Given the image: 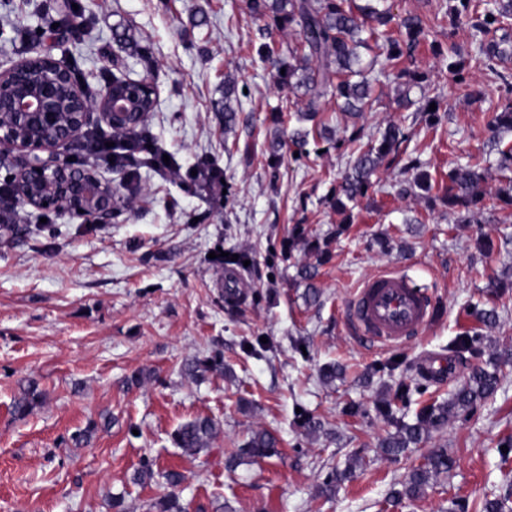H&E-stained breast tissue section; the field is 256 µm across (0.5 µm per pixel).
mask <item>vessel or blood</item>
<instances>
[{
    "label": "vessel or blood",
    "mask_w": 512,
    "mask_h": 512,
    "mask_svg": "<svg viewBox=\"0 0 512 512\" xmlns=\"http://www.w3.org/2000/svg\"><path fill=\"white\" fill-rule=\"evenodd\" d=\"M348 312L351 325L366 342L397 345L424 331L435 314V303L404 273L385 270L361 284Z\"/></svg>",
    "instance_id": "obj_1"
}]
</instances>
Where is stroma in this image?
Wrapping results in <instances>:
<instances>
[{
    "label": "stroma",
    "instance_id": "stroma-1",
    "mask_svg": "<svg viewBox=\"0 0 512 512\" xmlns=\"http://www.w3.org/2000/svg\"><path fill=\"white\" fill-rule=\"evenodd\" d=\"M66 0H0V62L34 49L51 50L79 81L101 89L115 76L156 84L147 118L150 135L182 174L165 178L139 167L125 177L108 224L68 215L40 218L30 207L0 208V512H111L122 496L126 512H148L166 493L163 471L186 480L188 512H452L457 500L479 512L483 502L512 488V218L486 205L479 224L457 223L441 201L398 197V171L380 168L373 187L343 223L332 206L336 178L350 158L342 141L353 127L364 139L387 124L407 136L403 160L419 158L433 179L467 155L495 158L487 122L507 101L497 73L512 74V58L489 72L472 56L469 27H450L437 0H391L395 15L434 21V39L421 43L402 66L424 73L411 104L398 108L396 83L383 81L363 119L351 123L333 104L299 122L305 98L278 87L271 44L287 56L296 34L273 17L250 13L246 0H79L84 36L56 40L52 24ZM129 34L130 42L120 41ZM456 47L467 86L456 83L438 52ZM236 89V120L224 124V82ZM485 91L466 97V87ZM438 99L441 119L429 125L427 104ZM309 130L301 156L273 153L284 130ZM207 166L225 181V194L194 183L189 171ZM490 251L477 249V239ZM234 255L225 265L214 251ZM314 267L306 279L302 267ZM246 283L228 298L225 269ZM386 268L428 288L436 317L399 347L376 350L353 331L348 301L358 285ZM497 309L490 328L481 310ZM479 357L453 360L455 370L429 377L423 363L448 357L463 331ZM265 339L261 354L247 344ZM224 353L223 373L198 383L184 376L186 358ZM343 374L323 382L324 366ZM495 365L493 395L451 418L431 439L393 461L378 452L395 427L378 402L407 384L404 413L448 399L472 368ZM152 378L139 387L137 372ZM39 380L43 407L15 419L11 403L22 381ZM359 407L348 415V403ZM321 418L311 435L297 409ZM115 422L91 446L70 436L100 411ZM197 416L221 421L209 454L189 457L172 440ZM279 440L278 456L230 472L224 455L252 430ZM435 448L456 465L431 480L419 497L392 504L394 484ZM360 458L354 478L332 498L319 486L334 467ZM159 476L132 483L142 459Z\"/></svg>",
    "mask_w": 512,
    "mask_h": 512
}]
</instances>
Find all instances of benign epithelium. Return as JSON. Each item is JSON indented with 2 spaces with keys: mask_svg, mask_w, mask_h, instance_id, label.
<instances>
[{
  "mask_svg": "<svg viewBox=\"0 0 512 512\" xmlns=\"http://www.w3.org/2000/svg\"><path fill=\"white\" fill-rule=\"evenodd\" d=\"M157 99L153 82L126 80L118 90L107 85L92 107L82 85L50 54L35 50L20 60L1 62L0 155L14 158V170L9 176L13 189L0 195V206L22 203L42 214L109 223L114 182L74 166L70 150L83 144L91 120L113 133L121 131L145 117L140 103Z\"/></svg>",
  "mask_w": 512,
  "mask_h": 512,
  "instance_id": "benign-epithelium-1",
  "label": "benign epithelium"
}]
</instances>
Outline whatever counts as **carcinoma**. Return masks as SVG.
<instances>
[{"label": "carcinoma", "instance_id": "1", "mask_svg": "<svg viewBox=\"0 0 512 512\" xmlns=\"http://www.w3.org/2000/svg\"><path fill=\"white\" fill-rule=\"evenodd\" d=\"M387 0H247L250 11L257 15L271 14L282 23L293 28L299 27V36L294 45L288 47V58L275 56L274 48L264 44L259 55L275 63V81L288 91H303L306 103L301 111L303 119L312 120L321 111L322 104L333 101L337 111L352 117H359L372 108L373 83L379 77L405 79L418 84L425 76L407 67L398 70L378 71V57L362 64L359 49L374 42L388 61H397L427 40L432 33L430 21L417 14L395 17ZM444 16L450 25L466 24L477 37L475 57L512 92V78L496 71L494 64L512 55V0H490L480 7L476 0H440ZM395 24L397 31L389 29ZM491 140L497 146L494 168L500 174L499 186L494 197L501 203V209H509L512 217V144L501 146L500 134L512 130V101L500 110L491 113L487 122ZM405 141L403 130L388 125L379 138L354 149L348 168L336 183L334 205L345 214L343 223L352 222L349 204L367 195L372 185L371 176L384 161L399 162L400 146ZM480 161L473 155L448 171L449 185L441 197V203L448 212L457 216L459 222L471 224L480 221L481 204L488 194L485 174L479 171ZM411 176V182L423 193L432 191L431 176L424 164L417 158L409 160L402 167ZM184 375L195 380H204L210 373L224 372V356L218 350L199 358L184 361ZM498 376L483 367L474 368L466 383L446 401L422 407L412 423L394 416L391 404L384 405V415L391 418L396 431L386 437L380 450L391 457L405 454L410 446L419 444L433 432H440L448 425V418L458 411L471 408L476 402L491 396L496 390ZM45 391L38 381L25 380L20 392L11 405V413L23 419L41 407L45 402ZM112 413L102 412L98 419L88 421L86 427L76 431L71 440L77 446L89 444L98 431L112 428ZM222 431L221 423L210 416H197L178 426L173 433V442L183 453L196 457L211 451L212 443ZM276 436L266 430L252 432L242 448L224 460V467L234 471L260 459L278 454ZM455 461L448 456L445 448L432 451L424 463L412 468L401 481V488L394 491L397 498H416L431 479L447 474ZM358 460L351 459L344 469L331 471L320 485V494L329 498L335 494L336 483L351 478ZM154 464L144 460L134 472L132 481L146 485L154 481ZM168 492L156 499L153 512H187L181 501L178 488L185 476L178 470H167L162 474Z\"/></svg>", "mask_w": 512, "mask_h": 512}]
</instances>
